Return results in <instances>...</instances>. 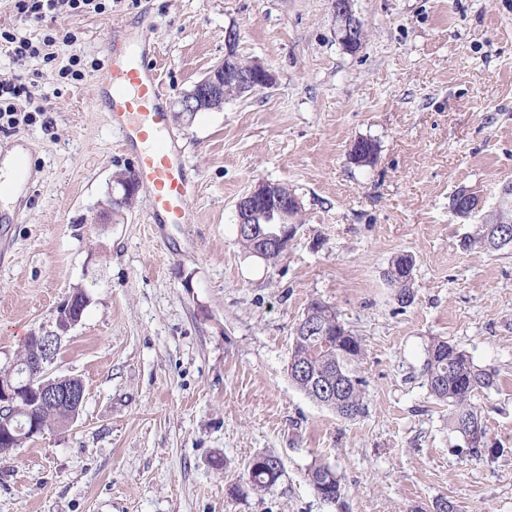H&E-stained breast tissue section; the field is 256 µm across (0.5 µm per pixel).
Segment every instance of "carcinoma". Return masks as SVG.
<instances>
[{
	"mask_svg": "<svg viewBox=\"0 0 512 512\" xmlns=\"http://www.w3.org/2000/svg\"><path fill=\"white\" fill-rule=\"evenodd\" d=\"M512 218V195L500 204L490 225L495 233L508 239L504 245L490 246L484 239L487 225L478 224L473 235L465 241L467 247H479L487 251L507 250L512 247V223L501 224L499 220ZM414 264L413 257L401 254L393 259L394 267L387 272L389 284L396 288L397 298L412 294L413 278L404 277L401 260ZM324 316V323L330 326L331 335L313 338L294 330L293 347L288 363L292 383L310 399L320 396L317 385L301 378L292 368L303 365L314 371L325 383L339 377L346 378L349 387L343 396L328 408L344 419L355 420L365 412L368 381L363 375L361 363L363 347L340 322L334 308L321 301L311 302L305 314ZM423 376L430 395L448 405V429L460 434L468 447H485V428L474 399L484 390L494 386L492 372L477 365L473 358L458 345L445 340H435L427 348ZM282 463L274 455L264 456V462L247 470L252 487L265 490L280 477ZM309 483L325 502L338 503L345 496V486L337 467L329 463H316L308 471Z\"/></svg>",
	"mask_w": 512,
	"mask_h": 512,
	"instance_id": "cac0c4a2",
	"label": "carcinoma"
}]
</instances>
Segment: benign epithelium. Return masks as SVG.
<instances>
[{
    "label": "benign epithelium",
    "mask_w": 512,
    "mask_h": 512,
    "mask_svg": "<svg viewBox=\"0 0 512 512\" xmlns=\"http://www.w3.org/2000/svg\"><path fill=\"white\" fill-rule=\"evenodd\" d=\"M332 8L340 22L339 40L348 51L359 49L364 40L362 23L353 14L352 0H332ZM236 33L227 34L224 59L208 71L193 89L177 101L178 113L189 117L206 110H219L224 105V88H234L241 95L265 88L273 83L272 73L259 61L247 65L235 51ZM139 186L129 175H116L109 190L111 204L94 212L92 223L112 224L122 215L137 194ZM300 209L297 198L280 183L257 182L236 202V224L255 237L257 253L267 250L286 252L299 225L291 213ZM85 306L81 296L72 294L59 306L55 327L29 335V345L16 359L8 373L19 377L0 380V456L7 455L17 444L13 432L19 431L20 417L30 418L27 438L43 434L44 424L33 418V412L61 411L65 414L54 428L64 430L79 416L86 401L82 380L72 376H55L51 365L61 350L62 339L81 321Z\"/></svg>",
    "instance_id": "obj_1"
}]
</instances>
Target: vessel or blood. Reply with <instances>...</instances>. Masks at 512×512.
Returning <instances> with one entry per match:
<instances>
[{"label": "vessel or blood", "instance_id": "obj_1", "mask_svg": "<svg viewBox=\"0 0 512 512\" xmlns=\"http://www.w3.org/2000/svg\"><path fill=\"white\" fill-rule=\"evenodd\" d=\"M152 29L140 27L135 36L112 37L107 66L99 77L107 102V121L126 150L135 154L139 183L148 192L152 224H188L186 202L192 192L186 160L168 131ZM11 179L0 177V199H19L33 184L29 161L17 153Z\"/></svg>", "mask_w": 512, "mask_h": 512}]
</instances>
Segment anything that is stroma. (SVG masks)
<instances>
[{"label":"stroma","instance_id":"1","mask_svg":"<svg viewBox=\"0 0 512 512\" xmlns=\"http://www.w3.org/2000/svg\"><path fill=\"white\" fill-rule=\"evenodd\" d=\"M364 28L344 49L331 0H112L102 14L60 10L39 22L0 0V27L38 40L75 34L53 61L0 54V81L36 86L41 123L0 130V157L26 148L30 207L0 222V369L26 336L52 327L72 290L89 303L62 340L55 375L76 376L85 406L0 459V512H512V252L465 247L512 185V0H353ZM151 24L169 132L194 170L188 224H152L139 191L113 224L89 218L115 172L133 170L106 121L97 77L111 33ZM271 86L223 109L175 116L176 102L223 60ZM79 80L62 77L70 55ZM376 147L356 164L352 144ZM300 202L276 264L237 242L235 203L256 182ZM476 193L470 219L451 207ZM414 258L415 298L385 274ZM335 307L359 336L366 413L345 420L288 375L307 305ZM441 339L494 371L478 407L486 446L473 456L429 395L426 349ZM275 454L265 490L248 462ZM337 465L346 491L320 499L312 464ZM262 456L264 457V463H259V465L251 470L254 458L247 466L248 480L252 487L258 490H265L272 486L282 472V463L278 457L274 455Z\"/></svg>","mask_w":512,"mask_h":512}]
</instances>
